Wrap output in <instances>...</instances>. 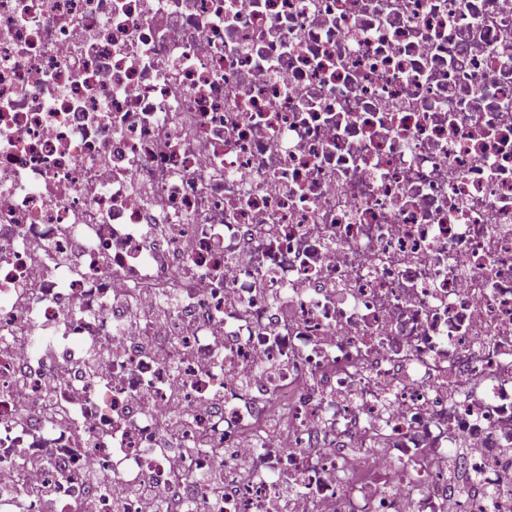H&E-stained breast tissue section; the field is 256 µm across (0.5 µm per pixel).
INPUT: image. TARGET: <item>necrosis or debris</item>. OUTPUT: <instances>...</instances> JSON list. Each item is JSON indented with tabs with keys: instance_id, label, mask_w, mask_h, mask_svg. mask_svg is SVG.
I'll return each mask as SVG.
<instances>
[{
	"instance_id": "necrosis-or-debris-1",
	"label": "necrosis or debris",
	"mask_w": 512,
	"mask_h": 512,
	"mask_svg": "<svg viewBox=\"0 0 512 512\" xmlns=\"http://www.w3.org/2000/svg\"><path fill=\"white\" fill-rule=\"evenodd\" d=\"M4 482L512 512V0H0Z\"/></svg>"
}]
</instances>
